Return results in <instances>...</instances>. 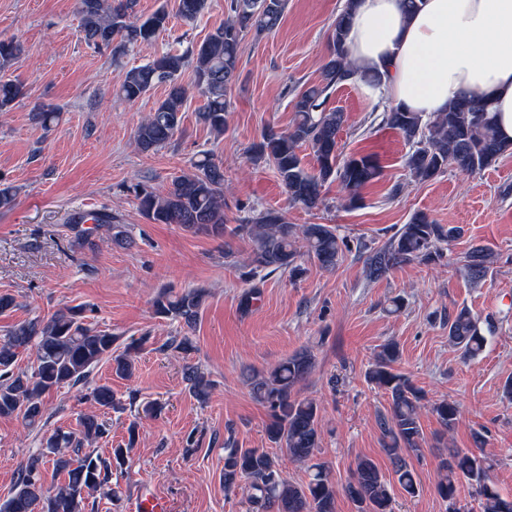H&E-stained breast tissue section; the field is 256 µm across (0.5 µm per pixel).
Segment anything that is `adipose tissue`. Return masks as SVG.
I'll return each mask as SVG.
<instances>
[{"label": "adipose tissue", "instance_id": "1", "mask_svg": "<svg viewBox=\"0 0 512 512\" xmlns=\"http://www.w3.org/2000/svg\"><path fill=\"white\" fill-rule=\"evenodd\" d=\"M347 45L361 66L385 73L382 95L431 116L460 96L488 98L512 140V0H358Z\"/></svg>", "mask_w": 512, "mask_h": 512}]
</instances>
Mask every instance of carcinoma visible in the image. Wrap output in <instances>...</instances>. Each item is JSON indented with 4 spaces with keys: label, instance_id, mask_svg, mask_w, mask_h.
I'll list each match as a JSON object with an SVG mask.
<instances>
[{
    "label": "carcinoma",
    "instance_id": "1",
    "mask_svg": "<svg viewBox=\"0 0 512 512\" xmlns=\"http://www.w3.org/2000/svg\"><path fill=\"white\" fill-rule=\"evenodd\" d=\"M287 0H231V17L199 45L184 52H166L129 69L120 86L122 97L134 102L158 84L166 94L157 107L138 125L134 133L143 153L156 151L181 132L189 88L179 81L182 71L194 66L195 87L204 99L202 119L218 135L224 134L228 112L227 90L236 80L239 50L250 30L272 31L281 23ZM356 0H344L328 37L327 56L321 80L298 93L294 99V122L285 131L268 128L254 146L253 159L263 160L276 171L288 197L306 209L323 204L322 187L334 179L344 193L345 205L356 207L362 191L381 176V166L373 154H341L338 134L346 122L340 109L326 108L328 91L334 86L360 81L377 90L384 81L378 70L358 68L346 46L347 25ZM136 0H77L84 39L98 48H112L120 54L149 43L166 29L170 12L161 7L150 15L135 12ZM206 0H176V12L186 21L195 20L205 9ZM24 53L14 39H0V72L16 64ZM25 95L24 85L0 77V112H6ZM58 118L51 105L36 108L35 119L49 129ZM383 123L402 134L410 149L404 158L409 178L424 183L452 167L465 173L481 171L512 150V143L498 132L495 116L486 103L461 98L448 104V110L423 118L401 106L384 109ZM311 148L317 167L307 170L299 148ZM139 201L143 215L153 224H177L194 234L222 237L229 232L250 240L251 263L257 268L283 269L298 273L297 243H302L310 259L325 270L335 269L343 259L347 244L330 224L288 223L274 209L263 210L243 223L227 228L224 222V170L207 153L192 163L191 170L174 177L160 193L140 185L128 187ZM92 220L105 225L112 243L129 246L132 240L125 226L116 223L107 211L81 214L72 218L75 244H89L81 224ZM456 228L438 224L419 211L402 225L388 247L376 251L367 265V275L376 279L392 267L415 260L431 262L441 257L440 244L453 238ZM492 253L483 247L472 251L466 265L467 276L482 279ZM205 298L201 289L180 293L163 292L155 301L156 313L174 316L192 330ZM92 308L80 304L59 309L47 318L35 317L15 324L0 340V417H20L33 424L47 411L45 396L61 385H84L103 361L112 372L128 378L135 369L134 356L144 338L131 340L121 352L114 344L118 337L91 322ZM448 339L463 354L473 358L486 344L483 329L471 312L462 308L448 319ZM32 350L31 371L17 368L18 355ZM399 360L397 343L385 344L366 372L369 383L385 391L389 408L377 418L385 449L394 466L397 482L407 495L419 491L420 476L408 457L422 455L424 434L422 410L429 409L444 430L451 429L460 416V406L447 399L426 401L425 392L409 376L395 368ZM314 365L308 350L294 352L265 372L250 378L251 394L267 409V440L279 447L288 459L306 467L308 480L293 483L279 459L262 448H240L228 440L224 448V490L242 491L249 512H335L338 492H343L357 512H392L391 483L369 458H360L352 477L337 486L330 468L323 461L318 404L298 397V387ZM185 378L198 399L209 395L211 382L195 367L187 368ZM91 397L103 409L114 407L112 386L102 383L91 389ZM106 421L97 414L79 418L78 430L53 431L44 439L38 453L21 466L9 498L0 503V512H85L87 498L105 493L117 501L111 487L112 470L125 464L126 448H113L107 456L85 449L106 433ZM50 463L63 481L47 487L42 467ZM491 465L477 449L449 448L440 456L435 491L448 502V512L456 508L460 481H469L480 499L482 512H512V498L502 496L491 481Z\"/></svg>",
    "mask_w": 512,
    "mask_h": 512
}]
</instances>
